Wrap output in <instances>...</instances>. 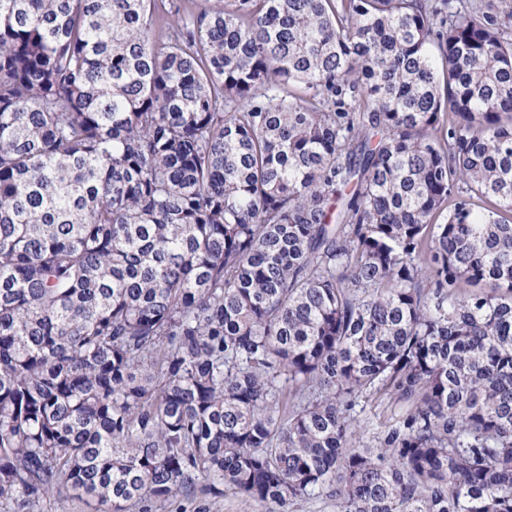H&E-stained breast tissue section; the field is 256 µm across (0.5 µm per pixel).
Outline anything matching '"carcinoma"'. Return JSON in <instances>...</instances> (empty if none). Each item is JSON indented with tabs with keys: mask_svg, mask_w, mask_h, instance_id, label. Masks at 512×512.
Listing matches in <instances>:
<instances>
[{
	"mask_svg": "<svg viewBox=\"0 0 512 512\" xmlns=\"http://www.w3.org/2000/svg\"><path fill=\"white\" fill-rule=\"evenodd\" d=\"M377 395L405 411L360 446ZM199 483L512 512L497 16L0 0V512Z\"/></svg>",
	"mask_w": 512,
	"mask_h": 512,
	"instance_id": "obj_1",
	"label": "carcinoma"
}]
</instances>
